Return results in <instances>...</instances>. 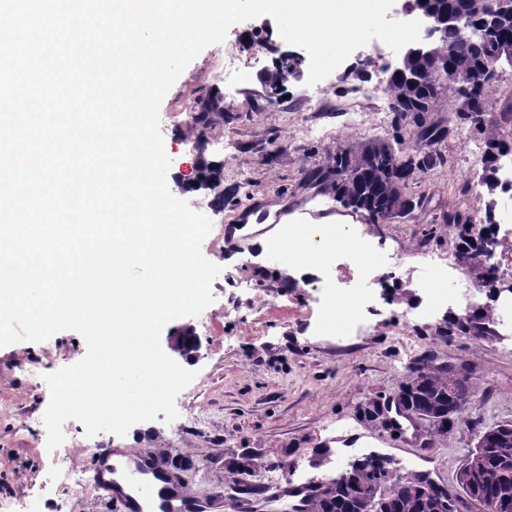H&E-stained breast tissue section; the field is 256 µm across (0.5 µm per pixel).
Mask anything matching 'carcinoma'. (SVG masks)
Segmentation results:
<instances>
[{"instance_id": "cac0c4a2", "label": "carcinoma", "mask_w": 512, "mask_h": 512, "mask_svg": "<svg viewBox=\"0 0 512 512\" xmlns=\"http://www.w3.org/2000/svg\"><path fill=\"white\" fill-rule=\"evenodd\" d=\"M485 7L486 0H448V10L464 11L475 23L484 17ZM467 38L466 28L448 29L446 40L451 47L448 66L472 72L474 91L481 100L482 111L491 114L490 85L484 80L483 62L472 54ZM288 75L289 70L275 67L266 72L265 83L275 90L280 89L288 82ZM404 88L405 83L395 78L385 90L390 108L401 102L405 109L414 111L412 149H407L398 136L392 142L386 141V153L369 160L363 143L356 148L338 146L336 152L328 154L325 166L311 174V180L322 191L340 203L351 200L349 208L366 213L373 222L392 209L422 207L421 199L408 194L409 184L447 161L445 154L436 149L445 141V134L442 126L431 117L447 92H436L422 82L407 103L403 101ZM221 118L220 100L206 101L204 111L196 113L190 127L196 144L205 141ZM511 151L509 141L485 142L480 160L481 176L496 178L499 157ZM199 166L201 178L197 187L209 190L214 205L223 207L224 195L232 190H224L222 166L204 160ZM456 258L468 261L467 268L475 274L477 282L491 285L488 293L494 292V282L483 274L476 247L464 236L456 247ZM471 387V379H460L449 368L442 370L423 361L411 367L410 381L401 396L404 404L415 413L429 417L430 436L435 438L448 433L466 410L461 400ZM501 427L493 437L479 435L477 444L468 450L456 482L472 503L479 506L491 498L502 504L500 512H512V422L503 423ZM389 466L390 462L368 454L353 460L342 480L315 489L307 512H365L370 497L377 503L373 512H445L448 509V495L455 494L454 489L433 483L424 473L402 481L389 480Z\"/></svg>"}]
</instances>
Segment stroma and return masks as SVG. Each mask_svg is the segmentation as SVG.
I'll return each mask as SVG.
<instances>
[{
	"label": "stroma",
	"instance_id": "stroma-1",
	"mask_svg": "<svg viewBox=\"0 0 512 512\" xmlns=\"http://www.w3.org/2000/svg\"><path fill=\"white\" fill-rule=\"evenodd\" d=\"M223 47L236 48L239 57L220 71L214 61ZM298 51L270 16L236 23L223 44L206 47L186 66L159 108L171 194L194 210L209 203L208 190L188 181L200 155L222 165L224 185L233 191L223 211L211 214L212 229L201 244L203 256L221 268L211 283L212 303L161 332L166 338L188 326L199 342L195 356L177 359L195 374L175 400L177 418L91 438L70 419L62 426L63 443L48 449L45 377L82 360L86 342L77 331L62 330L42 342L0 346V499L19 502L21 512H114L72 483L102 448L159 452L164 462H176L177 475L196 496H223L225 512H234L231 503L242 486L255 489L253 512H265L267 488L326 480L368 453L391 459L401 472H426L452 485L479 435L512 422V296L494 300L465 287L454 269L428 287L423 259L455 251L460 228L440 219L455 208L478 224L494 216L500 235L512 239L504 201L477 183L482 135L457 119L454 100L443 103L432 119L447 129L440 145L447 162L408 189L422 198V207L387 224L370 223L320 191L309 175L336 145L392 137L386 76L359 65L367 58L391 61L395 54L377 39L356 49L312 101L308 62L282 89L261 82L284 54ZM215 94L223 98L224 121L195 147L187 141L194 108ZM354 112L360 123H351ZM253 212L266 217L264 246L249 243L243 253H226L223 228ZM317 212L340 235L368 244L367 274L340 247L318 266L287 272L279 256L281 231L312 222ZM383 280L391 293H383ZM487 304L497 316L495 337L477 340L453 328L439 333L446 312ZM427 358L466 365L473 376L472 405L434 440L425 421L393 426L367 412L372 403L391 402L407 384L410 366ZM33 369L39 378L30 377ZM244 455L256 456L259 468L232 474V462Z\"/></svg>",
	"mask_w": 512,
	"mask_h": 512
}]
</instances>
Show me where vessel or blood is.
<instances>
[{"label": "vessel or blood", "instance_id": "obj_1", "mask_svg": "<svg viewBox=\"0 0 512 512\" xmlns=\"http://www.w3.org/2000/svg\"><path fill=\"white\" fill-rule=\"evenodd\" d=\"M92 482L115 512H224L223 498H197L156 453L140 449H99Z\"/></svg>", "mask_w": 512, "mask_h": 512}]
</instances>
